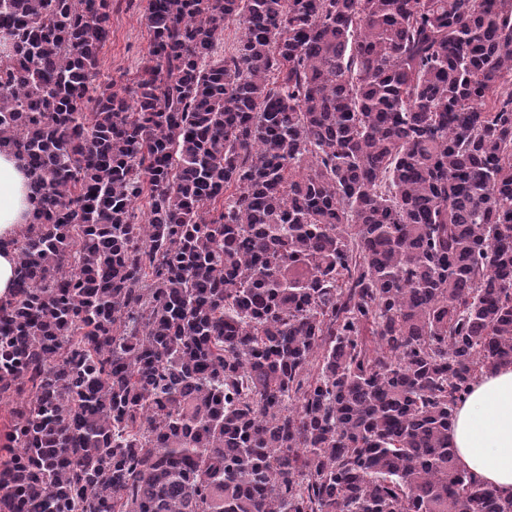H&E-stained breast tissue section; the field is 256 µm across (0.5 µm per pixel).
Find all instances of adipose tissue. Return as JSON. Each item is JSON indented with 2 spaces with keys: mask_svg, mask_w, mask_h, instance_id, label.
<instances>
[{
  "mask_svg": "<svg viewBox=\"0 0 512 512\" xmlns=\"http://www.w3.org/2000/svg\"><path fill=\"white\" fill-rule=\"evenodd\" d=\"M30 176L22 159L0 150V299L14 288L16 254L6 246L33 220ZM450 442L461 468L501 492H512V366L480 375L458 403Z\"/></svg>",
  "mask_w": 512,
  "mask_h": 512,
  "instance_id": "adipose-tissue-1",
  "label": "adipose tissue"
}]
</instances>
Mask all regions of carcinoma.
<instances>
[{"label":"carcinoma","instance_id":"obj_1","mask_svg":"<svg viewBox=\"0 0 512 512\" xmlns=\"http://www.w3.org/2000/svg\"><path fill=\"white\" fill-rule=\"evenodd\" d=\"M111 17L0 0V512H512L449 443L512 365V0H145L129 97ZM29 181L24 161L8 150H0V240L3 242L15 239L33 220ZM16 253L10 248L0 250V299L11 297L14 288V271L16 267Z\"/></svg>","mask_w":512,"mask_h":512}]
</instances>
